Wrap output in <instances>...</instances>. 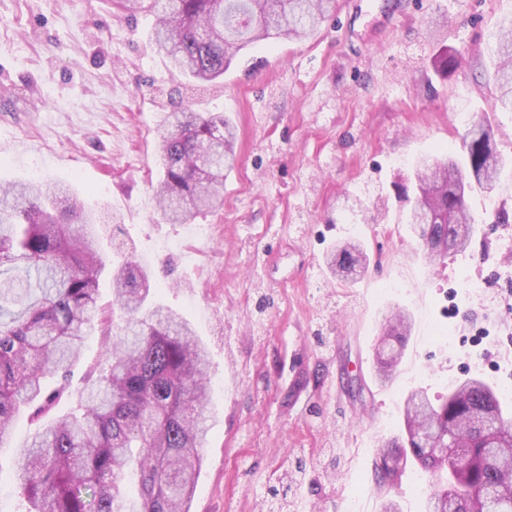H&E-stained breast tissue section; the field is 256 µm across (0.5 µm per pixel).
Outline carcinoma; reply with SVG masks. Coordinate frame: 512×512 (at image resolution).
Listing matches in <instances>:
<instances>
[{"label": "carcinoma", "mask_w": 512, "mask_h": 512, "mask_svg": "<svg viewBox=\"0 0 512 512\" xmlns=\"http://www.w3.org/2000/svg\"><path fill=\"white\" fill-rule=\"evenodd\" d=\"M334 0H151L156 46L173 70L198 82L224 75L233 58L268 39L313 33ZM488 56L495 107L512 112V14L494 26ZM235 131L221 112L164 115L157 145L161 177L156 203L170 224H191L223 206L224 172L235 161ZM486 122L462 137L460 162L428 157L417 189L433 192L432 223L423 229L431 258L469 246L479 220L469 193L490 195L512 173V158L493 150ZM213 156L206 169L201 153ZM97 212L70 188L38 179L0 183V442L19 409L48 417L64 389L44 381L78 356L97 305L105 269ZM362 250L352 244L328 265L352 272ZM121 324L107 332L109 352L82 401L38 430L15 462L24 512H128L126 486L137 479L134 512H190L208 427L210 378L204 345L189 322L154 300L151 276L135 257L112 270ZM376 376L392 379L410 323L390 315ZM406 438L391 440L374 460L377 486L398 483L418 465L433 476L427 512H469L488 497L493 512H512V421L496 392L471 380L440 404L421 390L403 408Z\"/></svg>", "instance_id": "1"}]
</instances>
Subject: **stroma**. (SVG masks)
I'll return each mask as SVG.
<instances>
[{
	"label": "stroma",
	"instance_id": "obj_1",
	"mask_svg": "<svg viewBox=\"0 0 512 512\" xmlns=\"http://www.w3.org/2000/svg\"><path fill=\"white\" fill-rule=\"evenodd\" d=\"M385 2L336 0L313 35L253 45L198 88L154 51L148 0H0V182L70 184L106 219L110 267L136 256L208 349L192 512H384L389 499L426 512V472L407 469L388 491L373 476L407 393L442 398L476 378L512 414V176L492 193L508 223L470 195L481 223L442 261H428L419 225L403 220L415 160L456 155L459 117L487 118L512 156V112L494 108L486 54L512 0H401L398 14ZM449 51L463 60L445 72ZM184 107L224 113L237 130L224 206L191 225L165 223L151 190L162 117ZM349 239L368 254L351 282L326 265ZM389 310L408 314L412 332L383 383L373 358ZM104 343L93 322L56 416L80 401ZM35 431L23 411L0 442V512L20 506L15 458ZM282 485L281 501L270 490Z\"/></svg>",
	"mask_w": 512,
	"mask_h": 512
}]
</instances>
